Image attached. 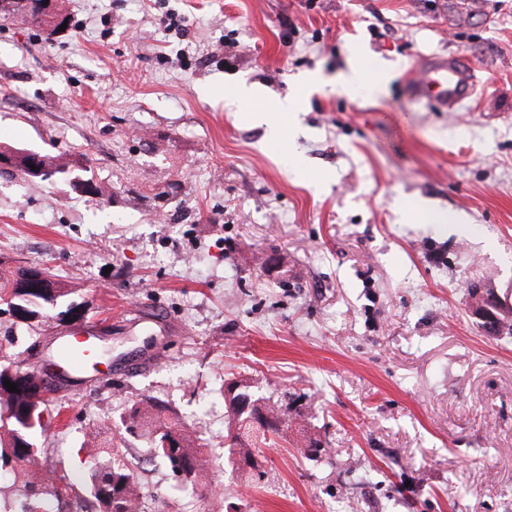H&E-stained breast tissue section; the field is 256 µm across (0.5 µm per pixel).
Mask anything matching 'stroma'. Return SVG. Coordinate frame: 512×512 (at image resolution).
Here are the masks:
<instances>
[{"label":"stroma","instance_id":"obj_1","mask_svg":"<svg viewBox=\"0 0 512 512\" xmlns=\"http://www.w3.org/2000/svg\"><path fill=\"white\" fill-rule=\"evenodd\" d=\"M465 2L65 0L51 39L0 19V148L100 188L0 177V270L49 269L111 349L45 413L60 512L104 426L143 512H512V337L468 294L512 306V0ZM450 52L477 71L470 103L412 100L406 69ZM355 54L388 66L383 94L339 93ZM301 87L280 138L243 121ZM36 343L52 358L51 331L0 305V360ZM239 379L298 398L259 482L183 483L120 425L149 395L216 446ZM21 156L29 158L26 162L27 164V170L32 179H46L47 177H52L55 175L50 170H47L43 164L47 168L55 169V171H60L61 168H67L69 167L68 164H56L52 160H50L46 155H40L36 152L31 151H25L21 154ZM40 160L43 164L40 163ZM31 165L35 166V170H32ZM67 166V167H66ZM41 180V181H44ZM478 292L482 293V290L479 289ZM471 310L473 315L481 321L484 330L489 334H495L490 330L499 319L497 313L501 311V307L493 294L491 292L482 293L478 302L471 303Z\"/></svg>","mask_w":512,"mask_h":512}]
</instances>
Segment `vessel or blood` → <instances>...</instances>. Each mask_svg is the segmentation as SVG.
Returning a JSON list of instances; mask_svg holds the SVG:
<instances>
[{
    "mask_svg": "<svg viewBox=\"0 0 512 512\" xmlns=\"http://www.w3.org/2000/svg\"><path fill=\"white\" fill-rule=\"evenodd\" d=\"M408 95L415 101L433 103L440 111L454 112L474 95L478 76L463 55L434 56L409 68L404 77ZM61 355L73 367H81L92 356L85 342L63 340Z\"/></svg>",
    "mask_w": 512,
    "mask_h": 512,
    "instance_id": "b4317fda",
    "label": "vessel or blood"
}]
</instances>
